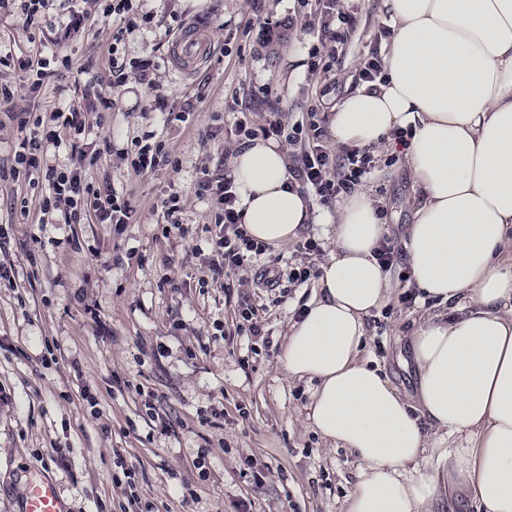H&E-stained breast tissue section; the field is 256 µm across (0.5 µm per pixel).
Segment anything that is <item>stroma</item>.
Segmentation results:
<instances>
[{
  "instance_id": "35a3bbf8",
  "label": "stroma",
  "mask_w": 512,
  "mask_h": 512,
  "mask_svg": "<svg viewBox=\"0 0 512 512\" xmlns=\"http://www.w3.org/2000/svg\"><path fill=\"white\" fill-rule=\"evenodd\" d=\"M345 17L335 45L321 41L317 0H136L139 22L113 42L116 23L99 0H50L34 23L19 9L0 12V84L14 98L0 109V171L40 112L60 105L86 112L82 153L69 141L52 149L55 164L84 165L96 183L129 194L136 221L117 227L88 218L42 223L40 186L0 180V512H20L29 483L52 482L71 512H345L359 474L347 449L316 435L308 420L313 382L279 365L291 321L311 302L315 280L256 277L269 261L283 269L320 265L333 244L311 202L312 219L287 246L270 248L232 282L200 287L214 210L196 193L202 171H227L237 145L235 122L249 110L263 125L268 108L253 92L267 86L284 123L311 108L329 117L361 87L368 58H383L391 23L386 0H336ZM149 23H142V16ZM291 17L283 38L259 37L265 17ZM78 27L67 30L69 19ZM209 26L211 52L192 71L173 64L169 48L190 21ZM42 86L32 60L51 53ZM127 81L115 109L112 62ZM149 64L154 85L140 83ZM89 78H78L80 68ZM164 95L187 122L163 125L143 107ZM163 140L178 167L136 172L128 142L146 130ZM365 179L379 200L388 237L403 245L420 198L400 153L372 151ZM181 197L187 238L163 236L160 202ZM317 250H307V241ZM390 304L366 320L367 353L398 392L414 399L417 373L410 337L426 312L406 263L392 268ZM254 308L264 341L242 333L241 312ZM131 472L136 502L114 483Z\"/></svg>"
}]
</instances>
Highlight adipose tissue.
<instances>
[{"label": "adipose tissue", "instance_id": "ef3b65f1", "mask_svg": "<svg viewBox=\"0 0 512 512\" xmlns=\"http://www.w3.org/2000/svg\"><path fill=\"white\" fill-rule=\"evenodd\" d=\"M388 6L385 78L346 96L329 131L362 148L404 132L422 194L406 260L421 301L448 310L413 332L418 387L406 400L362 355L364 319L387 301L390 279L374 255L386 227L360 190L324 217L336 250L280 363L316 383L313 430L361 464L345 512H455L456 487L476 512H512V0ZM230 166L247 235L296 240L311 213L281 146L249 140ZM434 431L460 446L431 445Z\"/></svg>", "mask_w": 512, "mask_h": 512}]
</instances>
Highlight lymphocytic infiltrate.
Instances as JSON below:
<instances>
[{
    "instance_id": "1",
    "label": "lymphocytic infiltrate",
    "mask_w": 512,
    "mask_h": 512,
    "mask_svg": "<svg viewBox=\"0 0 512 512\" xmlns=\"http://www.w3.org/2000/svg\"><path fill=\"white\" fill-rule=\"evenodd\" d=\"M86 130L85 116L72 107H61L36 116L33 128L15 151L12 177L40 181L45 186L40 209L58 215L63 223L75 224L84 209H92L96 223L131 224L136 207L129 196L117 193L110 186L89 181L82 168L59 167L52 163L49 148L58 144L61 132L82 135ZM238 136L282 137L299 152L290 173L296 184L328 204L341 194L351 192L372 172V159L359 148L345 149L343 156L332 155L322 143L323 131L318 118L309 124L285 125L278 110L268 113L266 124L254 130L250 120L237 122ZM196 194L209 201L215 210V222L210 229L211 257L207 270L211 280H219L242 269L252 256L262 254L263 244L249 238L242 225V212L237 208V195L230 176L203 174L197 182Z\"/></svg>"
}]
</instances>
